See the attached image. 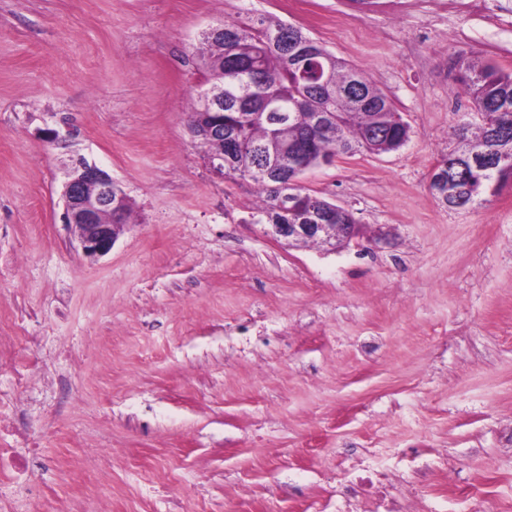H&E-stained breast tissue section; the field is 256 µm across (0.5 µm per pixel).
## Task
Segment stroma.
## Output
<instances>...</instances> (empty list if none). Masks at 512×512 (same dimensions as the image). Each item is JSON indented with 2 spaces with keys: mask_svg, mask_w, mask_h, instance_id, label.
<instances>
[{
  "mask_svg": "<svg viewBox=\"0 0 512 512\" xmlns=\"http://www.w3.org/2000/svg\"><path fill=\"white\" fill-rule=\"evenodd\" d=\"M251 14L411 128L302 175L348 245L273 238L189 134L201 33ZM459 55L512 73V0H0V447L34 450L0 512H390L344 483L418 468L402 512H512V183L461 210L429 190L475 113ZM80 156L133 203L94 260L62 221Z\"/></svg>",
  "mask_w": 512,
  "mask_h": 512,
  "instance_id": "35a3bbf8",
  "label": "stroma"
}]
</instances>
